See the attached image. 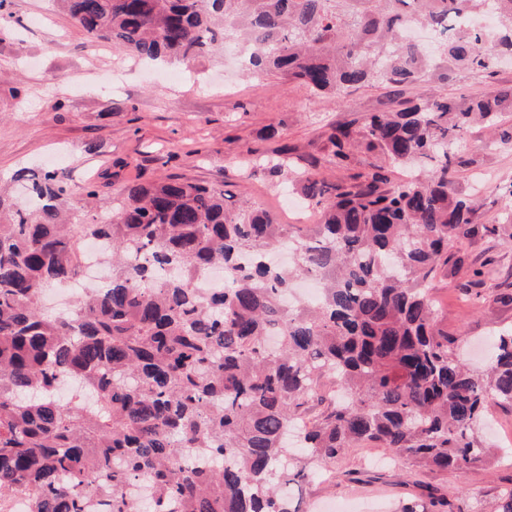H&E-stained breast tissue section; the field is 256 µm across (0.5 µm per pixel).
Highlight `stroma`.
<instances>
[{
  "mask_svg": "<svg viewBox=\"0 0 512 512\" xmlns=\"http://www.w3.org/2000/svg\"><path fill=\"white\" fill-rule=\"evenodd\" d=\"M0 25V193L13 190L20 168L66 172L73 195L95 184L92 217L104 215L124 186L166 176L224 189V203L264 209L278 223L302 228L317 212L298 186L269 168L272 157H293L341 183L373 163L354 151L348 167H328V137L339 123L362 121L396 101H424L448 94L459 101L495 95L512 87V62L493 74L452 71L439 83L428 78L403 87L365 85L346 98L310 99L280 74L226 72L223 53L173 64L176 79L160 81L148 66L89 37L53 0H7ZM465 167L453 188L478 199L479 220L496 223L500 189L512 182V142L493 140L480 127L467 137ZM466 262L495 261L497 285L480 289L465 272L442 268L432 296L448 324L449 337L466 342L464 358L482 365V343L512 328V244L494 237L464 243ZM483 292L474 307L466 294ZM482 437L495 453L483 466L443 473L409 472L388 449L371 443L304 482L297 492L301 512L317 505L334 512H495L512 492V405L490 402ZM449 507H431V497Z\"/></svg>",
  "mask_w": 512,
  "mask_h": 512,
  "instance_id": "35a3bbf8",
  "label": "stroma"
}]
</instances>
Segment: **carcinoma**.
Masks as SVG:
<instances>
[{"label":"carcinoma","instance_id":"cac0c4a2","mask_svg":"<svg viewBox=\"0 0 512 512\" xmlns=\"http://www.w3.org/2000/svg\"><path fill=\"white\" fill-rule=\"evenodd\" d=\"M88 35L140 60L189 63L220 43L243 45L252 74L277 72L314 97L403 86L448 69L491 72L512 56V0H58ZM495 10L490 37L460 18ZM432 31L427 52L407 21ZM512 87L466 104L446 95L362 125H336L329 164L351 150L383 164L329 185L302 171V194L322 210L303 230L224 190L181 178L125 188L98 222L78 213L59 169L14 174L24 200L0 196V503L25 512H298L288 484L360 443H380L411 470L474 468L489 400L512 404V328L486 368L462 364L429 296L455 245L512 239V183L499 224H483L451 188L465 137L498 128ZM427 169L425 177L413 168ZM403 171L397 180L391 174ZM108 249L112 277L64 317L47 288L81 272L80 241ZM221 267L208 294L199 273ZM319 301L287 308L301 276ZM69 377L91 396L63 400ZM324 405L315 418L309 403Z\"/></svg>","mask_w":512,"mask_h":512}]
</instances>
